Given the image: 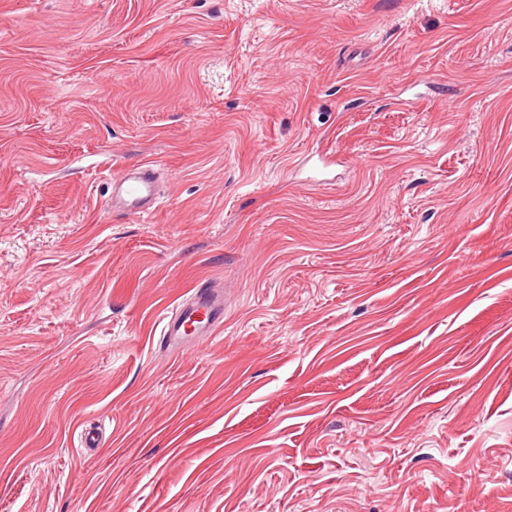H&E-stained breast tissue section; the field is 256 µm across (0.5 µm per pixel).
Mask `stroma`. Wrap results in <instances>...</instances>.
Segmentation results:
<instances>
[{
  "mask_svg": "<svg viewBox=\"0 0 512 512\" xmlns=\"http://www.w3.org/2000/svg\"><path fill=\"white\" fill-rule=\"evenodd\" d=\"M0 512H512V0H0ZM159 200L154 165L121 166L113 173L107 202L111 215L148 216L156 210ZM192 291L165 319L163 338L168 345L199 344L213 336L224 321V296L219 289L202 282Z\"/></svg>",
  "mask_w": 512,
  "mask_h": 512,
  "instance_id": "stroma-1",
  "label": "stroma"
}]
</instances>
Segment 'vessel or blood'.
<instances>
[{
    "label": "vessel or blood",
    "instance_id": "obj_1",
    "mask_svg": "<svg viewBox=\"0 0 512 512\" xmlns=\"http://www.w3.org/2000/svg\"><path fill=\"white\" fill-rule=\"evenodd\" d=\"M159 200L154 165L123 166L113 173L107 202L110 214L147 216L156 210ZM223 321L222 292L202 282L166 318L163 337L171 345H196L213 336Z\"/></svg>",
    "mask_w": 512,
    "mask_h": 512
}]
</instances>
